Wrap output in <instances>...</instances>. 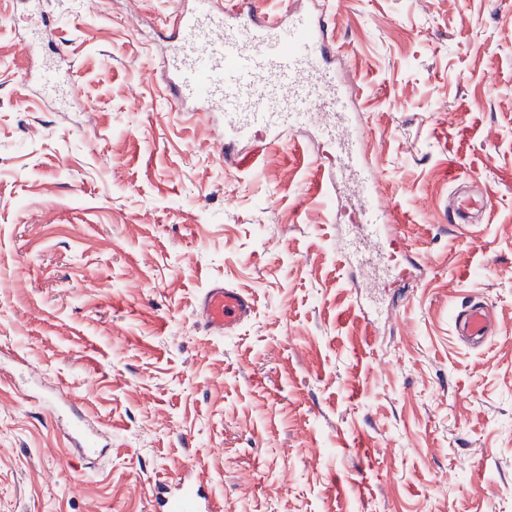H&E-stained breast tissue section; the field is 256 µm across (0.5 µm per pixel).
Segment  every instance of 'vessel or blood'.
I'll use <instances>...</instances> for the list:
<instances>
[{"mask_svg": "<svg viewBox=\"0 0 512 512\" xmlns=\"http://www.w3.org/2000/svg\"><path fill=\"white\" fill-rule=\"evenodd\" d=\"M163 23L173 48L161 58L162 78L174 111L190 102L224 115V150L252 140L273 144L285 130L314 127L336 149L337 166L327 185L348 184L356 199L351 226L357 238L346 257L349 263L375 267L380 257L388 211L380 203L367 168L364 142L350 131V100L346 88L324 66L333 46L327 37L323 6L292 16L280 24L262 17L252 0H175ZM489 206L485 192L457 190L448 206V221L469 224ZM254 306L237 288L212 285L198 299L196 316L207 332L227 336L247 321ZM454 329L468 344L482 346L497 330L491 309L470 301L457 310ZM152 495L163 512H208L200 491L176 483L171 497L161 487Z\"/></svg>", "mask_w": 512, "mask_h": 512, "instance_id": "obj_1", "label": "vessel or blood"}]
</instances>
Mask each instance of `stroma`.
I'll list each match as a JSON object with an SVG mask.
<instances>
[{
  "label": "stroma",
  "instance_id": "35a3bbf8",
  "mask_svg": "<svg viewBox=\"0 0 512 512\" xmlns=\"http://www.w3.org/2000/svg\"><path fill=\"white\" fill-rule=\"evenodd\" d=\"M172 0H0V512H512V0H327L379 192L422 275L364 283L302 131L224 167L171 112ZM37 42L58 92L24 57ZM479 174L492 205L448 222ZM248 292L231 336L196 301ZM497 332L453 333L472 299ZM98 433L78 455L68 432ZM196 490L186 487L180 480L175 483V493L168 499L163 496L165 494L160 486H154L152 489V497L160 508L170 512H207L210 508L207 506V499L201 496L202 484H209L208 479L201 478ZM204 500V502L202 501Z\"/></svg>",
  "mask_w": 512,
  "mask_h": 512
}]
</instances>
